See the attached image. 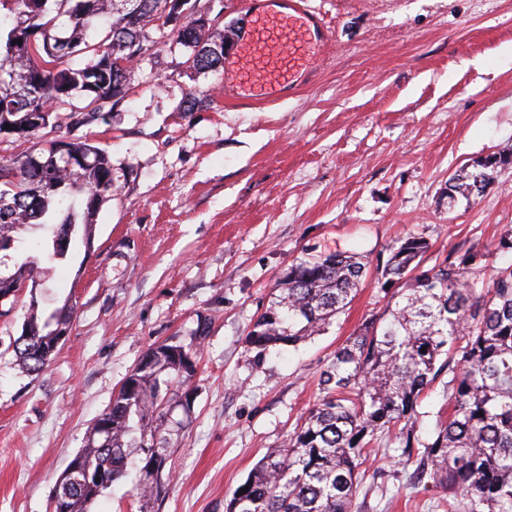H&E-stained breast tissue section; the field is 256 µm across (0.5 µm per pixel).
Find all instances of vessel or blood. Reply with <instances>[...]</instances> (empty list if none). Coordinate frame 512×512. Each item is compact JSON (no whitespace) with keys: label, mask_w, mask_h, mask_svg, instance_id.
<instances>
[{"label":"vessel or blood","mask_w":512,"mask_h":512,"mask_svg":"<svg viewBox=\"0 0 512 512\" xmlns=\"http://www.w3.org/2000/svg\"><path fill=\"white\" fill-rule=\"evenodd\" d=\"M252 26L224 62V95L277 101L311 82L334 33L309 0H249Z\"/></svg>","instance_id":"1"}]
</instances>
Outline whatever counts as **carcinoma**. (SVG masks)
<instances>
[{"label":"carcinoma","mask_w":512,"mask_h":512,"mask_svg":"<svg viewBox=\"0 0 512 512\" xmlns=\"http://www.w3.org/2000/svg\"><path fill=\"white\" fill-rule=\"evenodd\" d=\"M172 0H0V123L28 131L31 112H44L47 128L61 109L70 126L97 120L123 98L130 67L123 61L143 49L145 28L172 11ZM188 50L186 63L200 72L224 68V35L184 0L182 22L171 28ZM41 143L42 166L24 157L0 163V274L19 284L64 263L56 235L71 243L92 236L94 217L112 195L105 153L71 140L88 164L69 173ZM506 157H488L448 179V202L478 196L493 183ZM430 243L408 233L387 260L371 266L359 253L332 252L300 259L276 284V295L246 337L260 361L279 346H295L322 334L355 299L370 275L386 303L364 320L321 372L323 395L282 446L263 457L225 512H357L361 467L370 452L398 444L410 461L421 451L420 479H428L465 512H512V265L485 278L486 254L467 250L423 269ZM74 308L38 315L31 301L30 341L15 347L18 366L34 373L53 359L40 347L57 327H69ZM150 348L107 407L111 432L86 439L77 455L116 481L134 455L144 462L137 486L142 500L157 498L150 466L165 467L169 447L166 413L177 407L183 382L179 365ZM441 382L448 415L437 412L426 440L417 431L426 392ZM103 492L93 481L76 482L63 494L61 512H89Z\"/></svg>","instance_id":"1"}]
</instances>
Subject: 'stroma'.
I'll return each mask as SVG.
<instances>
[{
    "instance_id": "1",
    "label": "stroma",
    "mask_w": 512,
    "mask_h": 512,
    "mask_svg": "<svg viewBox=\"0 0 512 512\" xmlns=\"http://www.w3.org/2000/svg\"><path fill=\"white\" fill-rule=\"evenodd\" d=\"M335 31L312 83L266 106L224 99L223 72L186 64L170 29L148 27L125 95L74 130L105 152L112 195L91 247L36 293L0 303V512H49L83 448L149 348L200 342L190 410L175 408L161 497L130 470L90 512H225L269 449L320 397L319 375L384 301L366 282L325 333L254 361L245 339L294 260L326 252L387 258L409 233L427 265L473 249L490 269L512 232V164L483 195L448 201V179L512 155V0H312ZM237 48L247 0H194ZM71 300L70 333L42 371L14 342L30 301ZM359 512H448L399 450L371 453Z\"/></svg>"
}]
</instances>
